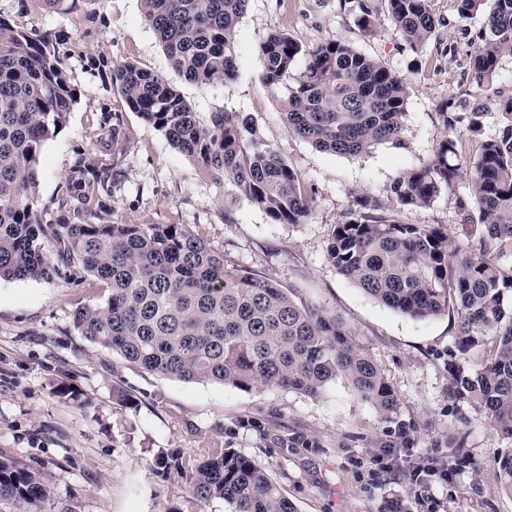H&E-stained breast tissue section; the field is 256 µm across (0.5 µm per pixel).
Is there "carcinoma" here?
<instances>
[{
  "instance_id": "carcinoma-1",
  "label": "carcinoma",
  "mask_w": 512,
  "mask_h": 512,
  "mask_svg": "<svg viewBox=\"0 0 512 512\" xmlns=\"http://www.w3.org/2000/svg\"><path fill=\"white\" fill-rule=\"evenodd\" d=\"M249 0H143L144 16L173 68L201 85L236 75L234 43ZM394 30L423 48L440 19L431 0H385ZM463 17L481 14L469 56L478 86L490 85L512 56V0H454ZM366 33L379 9L359 4ZM262 80L283 88L279 99L288 133L324 152L356 156L381 143H402L406 82L350 43L334 40L306 49L282 32L260 42ZM303 56L304 70L284 79ZM127 106L162 132L168 143L218 184L230 187L273 224H303L312 198L282 154L262 141L249 118L226 109L203 121L161 75L132 62L112 68ZM75 103L59 51L0 18V278L48 279L76 266L110 285L103 304L74 314L89 341L148 372L184 381L219 383L243 391L274 387L318 394L343 378L378 412L394 413L399 399L365 348L338 317L296 301L289 289L251 269L228 266L224 254L181 224H79L67 202L55 224L35 208L36 167L43 144L55 137ZM440 105L442 140L423 166L401 172L391 201L401 207L434 203L457 175L448 157L457 110ZM495 137L470 161V196L459 201L466 221L482 227L474 249L453 245L448 230L404 224L382 202L363 197L356 217L334 226L327 259L366 294L415 319L453 309L458 351L486 347L470 373L451 374L450 392L471 397L494 429L512 436V267L493 253L512 245V97ZM69 179L85 208H100L112 186V167L85 161ZM57 263H52V249ZM500 483L512 493V453L500 458ZM191 495L221 499L231 512H297L256 459L227 449L200 462ZM49 490L28 465L0 457V502L38 508Z\"/></svg>"
}]
</instances>
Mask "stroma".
Here are the masks:
<instances>
[{
	"label": "stroma",
	"mask_w": 512,
	"mask_h": 512,
	"mask_svg": "<svg viewBox=\"0 0 512 512\" xmlns=\"http://www.w3.org/2000/svg\"><path fill=\"white\" fill-rule=\"evenodd\" d=\"M360 0H249L235 39L237 75L211 85L186 82L173 68L142 0H0V17L33 34L59 38V53L78 98L63 129L42 147L36 207L55 222L58 205H78L69 175L101 159L116 176L104 208L80 211L86 224H181L248 268L294 289L304 302L340 316L399 398L382 418L339 379L319 395L280 388L244 392L188 382L137 368L90 342L74 311L104 303L109 286L75 267L69 276L0 279V456L41 473L51 489L44 512H230L221 500L200 502L187 480L195 465L230 448L252 456L297 512H512L499 483L498 461L512 437L448 390L451 365L473 369L456 344L457 317L413 319L367 296L327 260L335 225L352 219L360 196L387 199L395 177L425 164L441 140L439 105L481 100L471 79V40L482 15L459 17L453 0H432L443 23L416 52L382 20L374 34L357 25ZM285 32L304 47L340 39L399 73L408 85L402 145L338 155L290 135L278 100L261 80V38ZM132 62L162 75L200 118L223 108L251 117L314 192L303 224H273L216 184L131 112L112 81L114 65ZM460 169L434 203L397 210L406 224L442 225L460 246L480 227L465 223L457 201L469 195L466 161L478 153L467 119L456 124ZM232 222H225V214ZM132 396L120 403L115 390ZM258 428L240 427L241 419ZM406 433L410 443L390 466L372 463L382 443ZM172 456L159 475L155 460ZM450 464L448 478L427 477L417 495L414 470L427 457Z\"/></svg>",
	"instance_id": "obj_1"
}]
</instances>
